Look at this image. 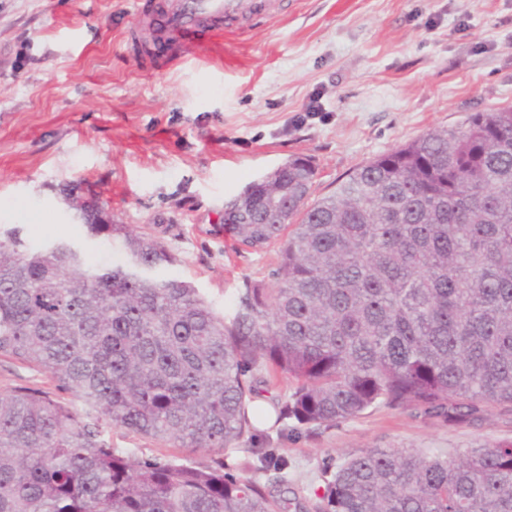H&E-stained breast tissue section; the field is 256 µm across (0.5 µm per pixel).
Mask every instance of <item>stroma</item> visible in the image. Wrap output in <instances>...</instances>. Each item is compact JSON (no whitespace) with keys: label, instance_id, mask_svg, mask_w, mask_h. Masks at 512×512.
Returning <instances> with one entry per match:
<instances>
[{"label":"stroma","instance_id":"1","mask_svg":"<svg viewBox=\"0 0 512 512\" xmlns=\"http://www.w3.org/2000/svg\"><path fill=\"white\" fill-rule=\"evenodd\" d=\"M155 0H0V232L33 248L76 243L93 265L124 262L89 236L66 187L113 223L162 242L164 273L231 314L247 285L271 281L279 246H236L224 205L296 156L312 158L311 199L428 130L512 105V0H267L246 33L226 30L200 59L148 69L162 53L140 21ZM38 389L73 404L48 374L0 357V393ZM136 457L209 453L107 432ZM512 440V410L454 425L378 406L325 425L291 419L224 452V469L313 508L326 478L369 448L453 459ZM286 459L261 468L259 456Z\"/></svg>","mask_w":512,"mask_h":512}]
</instances>
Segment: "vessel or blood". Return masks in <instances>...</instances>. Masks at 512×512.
Instances as JSON below:
<instances>
[{"label":"vessel or blood","instance_id":"obj_1","mask_svg":"<svg viewBox=\"0 0 512 512\" xmlns=\"http://www.w3.org/2000/svg\"><path fill=\"white\" fill-rule=\"evenodd\" d=\"M162 21L173 28L180 58L202 54L200 40L203 26L232 27L265 11L264 0H161Z\"/></svg>","mask_w":512,"mask_h":512}]
</instances>
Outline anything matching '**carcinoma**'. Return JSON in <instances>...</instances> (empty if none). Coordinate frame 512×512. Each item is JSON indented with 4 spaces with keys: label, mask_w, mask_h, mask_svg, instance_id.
<instances>
[{
    "label": "carcinoma",
    "mask_w": 512,
    "mask_h": 512,
    "mask_svg": "<svg viewBox=\"0 0 512 512\" xmlns=\"http://www.w3.org/2000/svg\"><path fill=\"white\" fill-rule=\"evenodd\" d=\"M316 167L295 157L224 212L250 248L280 243L274 282L230 316L165 277L162 243L87 204L85 228L127 261L88 264L73 244L0 235V356L72 394H0V512H287L256 482L208 464L135 459L107 428L221 452L252 429L253 371L285 376L278 417L332 425L378 405L449 423L512 409V107L473 112L359 167L308 202ZM316 512H512V441L457 459L370 448L327 480Z\"/></svg>",
    "instance_id": "1"
}]
</instances>
